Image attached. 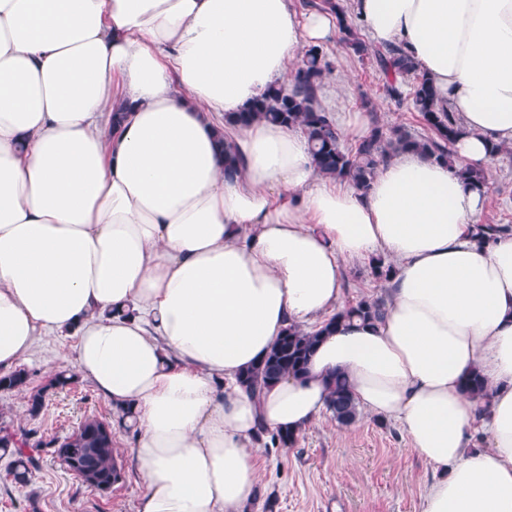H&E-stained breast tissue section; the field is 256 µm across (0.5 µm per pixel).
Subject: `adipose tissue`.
<instances>
[{"label":"adipose tissue","mask_w":512,"mask_h":512,"mask_svg":"<svg viewBox=\"0 0 512 512\" xmlns=\"http://www.w3.org/2000/svg\"><path fill=\"white\" fill-rule=\"evenodd\" d=\"M353 2L456 113L457 167L512 145V0ZM339 24L290 0H0V369L76 336L136 437L138 512H254L259 431L303 432L338 373L433 467L420 512H512V229L475 237L483 189L414 152L336 189L296 130L224 121ZM377 255L385 319L328 327L345 264ZM292 324L321 334L306 374L249 393Z\"/></svg>","instance_id":"1"}]
</instances>
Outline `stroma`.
Wrapping results in <instances>:
<instances>
[{"instance_id": "1", "label": "stroma", "mask_w": 512, "mask_h": 512, "mask_svg": "<svg viewBox=\"0 0 512 512\" xmlns=\"http://www.w3.org/2000/svg\"><path fill=\"white\" fill-rule=\"evenodd\" d=\"M331 63L318 95L336 123L360 116L362 127L344 137L353 148L365 129L401 127L412 135L427 130L410 99H390L375 64L343 47L331 34L323 47ZM489 193L480 220L485 224H512V146L485 168ZM76 337L57 334L40 337L24 363L31 384L41 387L60 371L73 368ZM0 416L14 427L37 429L50 437L64 435L89 416L111 418L112 404L84 379L62 391L49 392L43 412L27 413L24 393L0 391ZM129 434L117 437L125 464L123 483L106 495L82 484L66 472L51 454H44L27 488H17L8 475V461L0 458V512H138L143 484L132 459ZM433 468L410 447L393 423L369 415L348 427L322 415L286 450L266 453L262 480L272 498V512H420V501Z\"/></svg>"}]
</instances>
